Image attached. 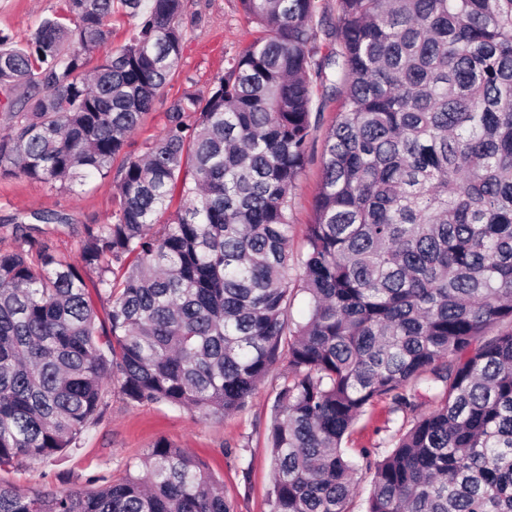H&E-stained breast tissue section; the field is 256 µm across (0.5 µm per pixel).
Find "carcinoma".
I'll list each match as a JSON object with an SVG mask.
<instances>
[{
	"label": "carcinoma",
	"mask_w": 512,
	"mask_h": 512,
	"mask_svg": "<svg viewBox=\"0 0 512 512\" xmlns=\"http://www.w3.org/2000/svg\"><path fill=\"white\" fill-rule=\"evenodd\" d=\"M240 5L260 35L126 156L117 209L88 230L80 264L0 252V470L79 448L112 382L133 405L224 416L285 357L270 512H349L363 468L366 512H512V0H340L321 56L315 0ZM182 8L65 0L23 36L1 29L0 175L109 178L175 74ZM123 17L136 32L98 55ZM316 86L341 106L297 259L289 192ZM299 292L309 313L292 325ZM383 398L410 427L350 455L345 439ZM0 512L236 504L161 438L90 492L0 483Z\"/></svg>",
	"instance_id": "1"
}]
</instances>
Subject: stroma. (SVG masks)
I'll list each match as a JSON object with an SVG mask.
<instances>
[{
    "label": "stroma",
    "mask_w": 512,
    "mask_h": 512,
    "mask_svg": "<svg viewBox=\"0 0 512 512\" xmlns=\"http://www.w3.org/2000/svg\"><path fill=\"white\" fill-rule=\"evenodd\" d=\"M63 6V0H0V29L26 34ZM180 25L185 39L179 66L132 134L129 153H144L164 132L172 103L184 93L206 98L214 80L223 74L228 57L256 34L239 0H183ZM312 112L317 126L309 158L292 189L290 236L297 254L304 252L305 230L315 219L323 141L336 118L337 105L317 96ZM115 186L112 177L102 184L73 187H51L23 176L0 177V252L21 251L34 262L45 248L62 263H78L88 228L108 222L117 209ZM39 213L56 214L59 220L36 221ZM285 370V363H277L241 412L206 419L166 404H129L116 385H108L107 406L83 435L77 451L56 462H24L2 470L0 480L24 491L89 490L92 477L121 478L127 463L138 461L164 438L206 462L223 483L225 495L235 501L237 512H269L272 458L267 434L275 390ZM388 407V400H379L357 422L352 447H374L387 432L400 427L401 417L389 415ZM245 468L250 471L246 478L241 475Z\"/></svg>",
    "instance_id": "1"
}]
</instances>
